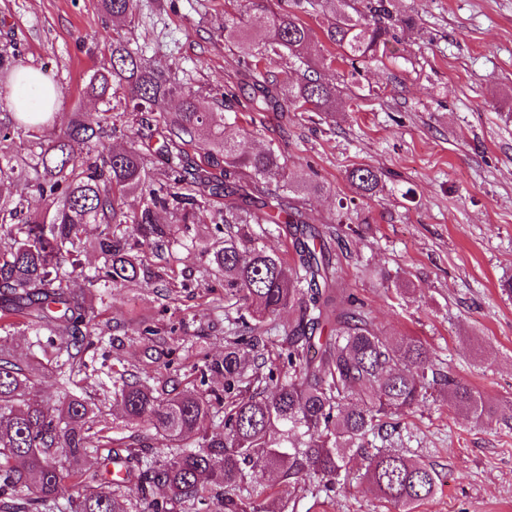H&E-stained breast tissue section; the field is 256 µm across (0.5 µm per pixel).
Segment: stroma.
Instances as JSON below:
<instances>
[{
    "instance_id": "35a3bbf8",
    "label": "stroma",
    "mask_w": 512,
    "mask_h": 512,
    "mask_svg": "<svg viewBox=\"0 0 512 512\" xmlns=\"http://www.w3.org/2000/svg\"><path fill=\"white\" fill-rule=\"evenodd\" d=\"M391 3L413 24L397 29L392 57L366 64L358 81H345L340 68L325 72L339 89L335 111L248 112L231 101L224 130L250 134L259 149L279 146L289 171L307 174L309 221L333 232L341 275L378 333L419 337L440 369L510 403L512 297L501 283L512 278V0ZM223 21L224 0H137L135 21L116 27L98 0H0V54L47 73L60 93V128L73 113L98 109L84 87L116 32L211 109L219 91L247 84L239 48L218 33ZM358 164L383 172L376 195L354 197L345 173ZM343 216L361 233L346 247ZM135 250L145 274L113 291L106 317L148 322L155 335L96 345L93 372L66 385L41 376L31 392L52 405L72 393L91 399L115 437L149 444L152 425L122 424L113 370L183 389L191 380L185 349L199 362L222 358L228 324L224 276L208 254L184 262L143 239ZM408 424L395 449L442 477L418 512H512V431L433 400ZM362 468L353 459L351 477L327 492L278 485L267 471L250 481L285 501V512H393L360 484Z\"/></svg>"
}]
</instances>
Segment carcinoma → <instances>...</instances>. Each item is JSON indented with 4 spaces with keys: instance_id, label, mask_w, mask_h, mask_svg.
Segmentation results:
<instances>
[{
    "instance_id": "carcinoma-1",
    "label": "carcinoma",
    "mask_w": 512,
    "mask_h": 512,
    "mask_svg": "<svg viewBox=\"0 0 512 512\" xmlns=\"http://www.w3.org/2000/svg\"><path fill=\"white\" fill-rule=\"evenodd\" d=\"M262 8L265 25L252 28L238 18V0H227L224 9V41L242 49L253 112L333 111L337 89L321 71L345 65L356 75L358 65L387 53L396 27L412 22L393 14L390 0H265ZM100 9L113 22H130L135 0H100ZM310 12L323 16L325 42L315 55L316 33L301 18ZM284 51L306 66L294 83L286 70L281 78L265 70ZM121 88V112H76L57 130L49 128L51 113L23 108L0 124V183L23 178L42 202L34 210L0 203V512H63L58 495L70 475L85 477L74 512H133L119 489L96 474L85 476V457L116 445L110 427H97L84 397L72 394L56 409L30 396L32 378L47 367L17 358L6 336L19 326L46 328L67 355L56 367L87 370L84 338L95 335L96 323L87 292L72 288L70 276L82 269L84 225H103L94 245L102 266L86 280L109 297L140 276L131 238L176 245L189 260L197 241L178 239L177 225L203 223L208 200L230 194L240 206L224 217L222 241L203 245L224 273V309L235 314L236 336L226 341L224 358L205 364L224 376V396L187 387L162 397L123 372L112 379L126 422L153 425L167 448H140L125 458L138 471L140 512H170L176 502L186 512H261L248 490L249 472L273 470L290 486L316 478L329 487L355 449L366 460L371 491L396 512H415L435 496L440 475L396 451H369V435L400 433L435 389L448 408L487 425L511 424L512 404L492 403L437 368L422 340L394 343L372 328L363 305L338 281L324 233L307 222L299 203L307 181L286 172L279 149L256 151L247 134L224 136V113L201 110L195 90L172 83L115 37L85 94L108 104ZM175 96L181 104L171 113L166 105ZM127 114L146 134L116 149L108 139ZM25 137L37 139L27 153L17 145ZM152 153L167 160L158 176L148 168ZM382 177L365 165L346 171L361 197L375 194ZM272 181L283 182L282 191L268 188ZM131 194L140 204L128 211ZM164 210L174 223L159 222ZM251 224L263 232L289 227L297 259L267 252ZM285 309L294 319L284 331L282 365L260 376L245 359L265 350L267 325ZM24 487L29 495L20 499Z\"/></svg>"
}]
</instances>
